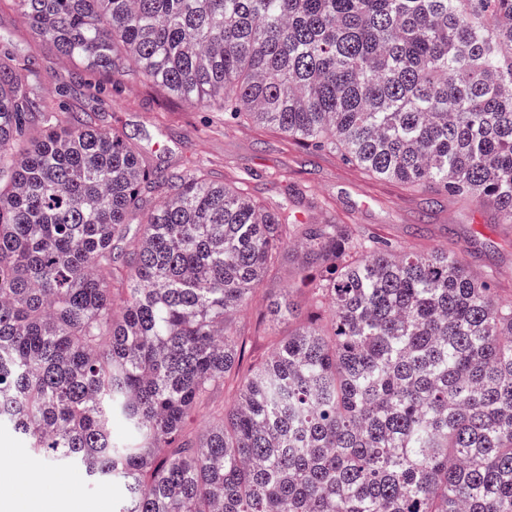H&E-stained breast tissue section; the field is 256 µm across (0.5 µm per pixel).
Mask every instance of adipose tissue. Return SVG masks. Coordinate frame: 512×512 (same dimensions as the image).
I'll return each mask as SVG.
<instances>
[{
    "label": "adipose tissue",
    "instance_id": "obj_1",
    "mask_svg": "<svg viewBox=\"0 0 512 512\" xmlns=\"http://www.w3.org/2000/svg\"><path fill=\"white\" fill-rule=\"evenodd\" d=\"M0 487L5 490L0 512H60L63 505L77 501L75 486L49 468L31 473L18 467L1 473Z\"/></svg>",
    "mask_w": 512,
    "mask_h": 512
}]
</instances>
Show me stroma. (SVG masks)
Listing matches in <instances>:
<instances>
[{
	"label": "stroma",
	"mask_w": 512,
	"mask_h": 512,
	"mask_svg": "<svg viewBox=\"0 0 512 512\" xmlns=\"http://www.w3.org/2000/svg\"><path fill=\"white\" fill-rule=\"evenodd\" d=\"M0 35L15 55L37 57L38 91L69 90V102L96 115L99 127H120L134 135L144 155L180 166L200 162L211 179L245 178L258 200L291 198L309 218L335 217L365 235L391 238L412 250L450 248L462 255L475 277L495 278L498 295L512 299V224L499 223L491 208L445 195L431 196L407 185L380 180L339 155L313 153L279 132L228 126L219 112L193 108L135 75L118 93H99L105 74L80 72L78 65L35 39L10 6L0 7ZM82 83H72L73 73ZM288 286V270L267 277L235 322L246 339V357H265L287 325H274L269 304ZM78 492L74 512H98L107 503L116 512L123 489L93 483L79 469L62 471Z\"/></svg>",
	"instance_id": "stroma-1"
}]
</instances>
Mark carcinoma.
I'll return each mask as SVG.
<instances>
[{"label": "carcinoma", "mask_w": 512, "mask_h": 512, "mask_svg": "<svg viewBox=\"0 0 512 512\" xmlns=\"http://www.w3.org/2000/svg\"><path fill=\"white\" fill-rule=\"evenodd\" d=\"M10 2L114 90L132 71L512 224V0ZM38 76L0 46V427L123 484L119 512H512V302L462 256L157 166ZM288 251V337L244 369L232 317Z\"/></svg>", "instance_id": "cac0c4a2"}]
</instances>
